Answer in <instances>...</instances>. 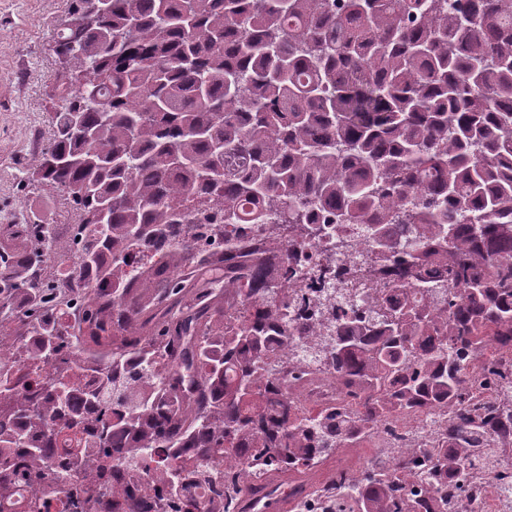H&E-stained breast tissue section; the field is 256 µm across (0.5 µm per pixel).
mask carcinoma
<instances>
[{
  "label": "carcinoma",
  "mask_w": 512,
  "mask_h": 512,
  "mask_svg": "<svg viewBox=\"0 0 512 512\" xmlns=\"http://www.w3.org/2000/svg\"><path fill=\"white\" fill-rule=\"evenodd\" d=\"M54 44L51 138L26 181L73 203L81 237L71 249L42 219L0 224V310L38 337L32 357L96 349L110 382L61 376L35 406H0V487L56 495L60 476L116 472L142 444L176 464L146 494L139 458L137 512H191L200 484L222 512H246L212 448L246 439L260 473L302 475L392 415L446 406L436 446H392L388 470H330V504L305 512H457L478 478L512 500V0H108ZM216 216L306 239L322 221L350 226L437 303L343 298L336 330L305 350L334 371L339 402L300 414L306 373L262 372L289 338L293 250L226 237L222 267L191 284L176 273L195 250L168 227ZM127 243L142 252L128 271L114 264ZM47 262L77 305L43 287ZM74 307L88 341L68 325ZM115 407L122 429L104 420ZM95 412L81 454H57L55 435ZM107 492L75 487L68 506L97 512Z\"/></svg>",
  "instance_id": "carcinoma-1"
}]
</instances>
